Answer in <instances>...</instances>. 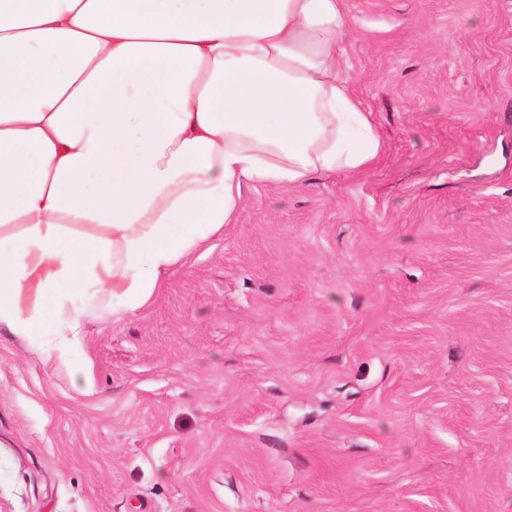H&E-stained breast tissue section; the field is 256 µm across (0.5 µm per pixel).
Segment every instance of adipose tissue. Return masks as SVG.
Wrapping results in <instances>:
<instances>
[{"label":"adipose tissue","instance_id":"ef3b65f1","mask_svg":"<svg viewBox=\"0 0 512 512\" xmlns=\"http://www.w3.org/2000/svg\"><path fill=\"white\" fill-rule=\"evenodd\" d=\"M347 0H0V324L70 361L234 223L251 184L372 168Z\"/></svg>","mask_w":512,"mask_h":512}]
</instances>
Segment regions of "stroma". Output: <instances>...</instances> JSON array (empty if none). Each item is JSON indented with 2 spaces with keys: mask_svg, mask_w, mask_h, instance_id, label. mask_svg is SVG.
<instances>
[{
  "mask_svg": "<svg viewBox=\"0 0 512 512\" xmlns=\"http://www.w3.org/2000/svg\"><path fill=\"white\" fill-rule=\"evenodd\" d=\"M379 162L245 189L77 368L0 326V512H512V0H348Z\"/></svg>",
  "mask_w": 512,
  "mask_h": 512,
  "instance_id": "stroma-1",
  "label": "stroma"
}]
</instances>
